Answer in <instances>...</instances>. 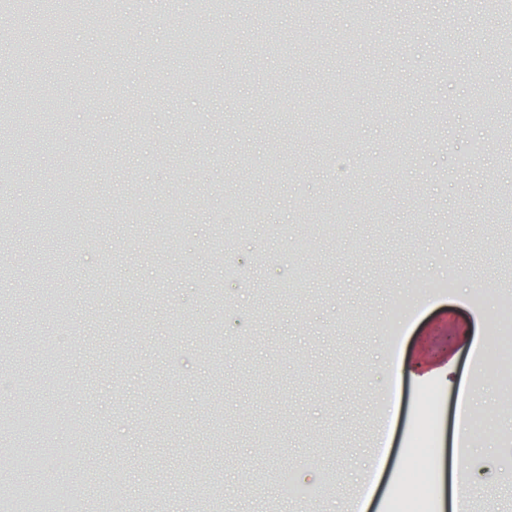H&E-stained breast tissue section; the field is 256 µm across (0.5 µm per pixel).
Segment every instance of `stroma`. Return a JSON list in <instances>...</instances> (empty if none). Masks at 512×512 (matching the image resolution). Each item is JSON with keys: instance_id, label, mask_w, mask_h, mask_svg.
<instances>
[{"instance_id": "stroma-1", "label": "stroma", "mask_w": 512, "mask_h": 512, "mask_svg": "<svg viewBox=\"0 0 512 512\" xmlns=\"http://www.w3.org/2000/svg\"><path fill=\"white\" fill-rule=\"evenodd\" d=\"M141 12L114 0L107 30L86 15L28 55L46 76L33 104L69 103L0 184V407L73 416L37 435L40 477L95 512H205L213 482L223 512H350L362 491L367 512H394L427 419L431 512H450L456 402L475 383L477 512H512V330L495 319L512 298V225L495 221L512 191L495 94L512 68L496 62L495 0H325L272 29L236 0H155L146 28ZM188 15L228 33L196 65L203 99L175 77L185 61L150 51ZM132 91L145 107L125 122ZM320 112L335 130L312 126ZM35 191L73 198L67 236L31 233L19 205ZM238 191L257 223L225 206ZM175 207L179 235L161 242ZM331 212L335 231L298 236ZM34 339L41 377L22 390ZM148 468L186 479L157 499Z\"/></svg>"}]
</instances>
